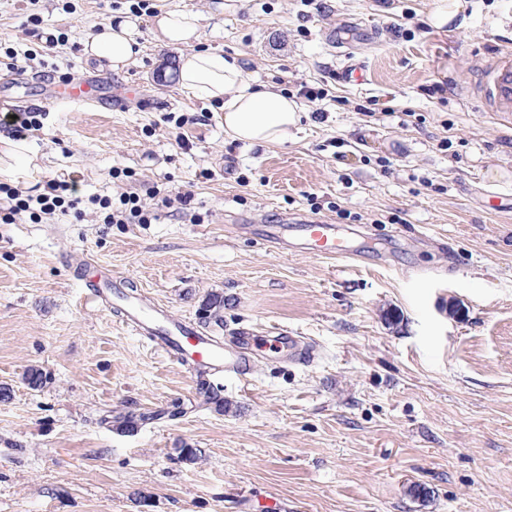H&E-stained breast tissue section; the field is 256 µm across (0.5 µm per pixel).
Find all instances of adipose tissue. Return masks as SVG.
<instances>
[{"label":"adipose tissue","instance_id":"1","mask_svg":"<svg viewBox=\"0 0 512 512\" xmlns=\"http://www.w3.org/2000/svg\"><path fill=\"white\" fill-rule=\"evenodd\" d=\"M155 38L165 46L182 48L180 85L193 96L222 104L224 131L250 144L282 143L300 119L301 106L270 86L252 85L237 57L200 48L201 24L197 13L166 10L155 18ZM138 45L135 26L123 21L107 24L84 41L86 57L107 61L112 69L126 67Z\"/></svg>","mask_w":512,"mask_h":512}]
</instances>
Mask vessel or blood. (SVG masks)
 I'll return each mask as SVG.
<instances>
[{"mask_svg":"<svg viewBox=\"0 0 512 512\" xmlns=\"http://www.w3.org/2000/svg\"><path fill=\"white\" fill-rule=\"evenodd\" d=\"M485 111L512 114V51L499 50L488 57L482 67L480 80L473 92ZM41 103L50 109L62 103L99 106L103 93L98 85L90 82H62L52 85L43 94ZM295 232L301 244L329 259H348L353 255L347 242L335 225L321 219L285 227L272 224L266 229L267 243L277 249L289 246L288 232ZM85 295L99 306H108L111 300L123 303L121 323L140 336L150 337L168 357L182 363L204 364L208 376L220 379L232 376L247 378L259 352L269 350L285 354L294 361L314 363L319 356L315 342L303 336L284 334L275 329L267 335H257L253 330L240 329L217 339L202 332L194 322L172 319L160 305L147 306L132 291L125 277L94 276L84 284Z\"/></svg>","mask_w":512,"mask_h":512,"instance_id":"b4317fda","label":"vessel or blood"}]
</instances>
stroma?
I'll return each mask as SVG.
<instances>
[{"label": "stroma", "instance_id": "stroma-1", "mask_svg": "<svg viewBox=\"0 0 512 512\" xmlns=\"http://www.w3.org/2000/svg\"><path fill=\"white\" fill-rule=\"evenodd\" d=\"M202 17L203 47L302 101L279 145L224 132L184 94L181 49L129 0H0V92L39 74L112 86L111 110L50 109L38 135L0 131V180L71 175L78 212L0 223V512H512V123L468 92L512 49V0H154ZM448 15L445 25L431 21ZM38 14L39 25L29 22ZM134 18L140 54L86 60L100 25ZM364 81L330 39L340 20ZM444 93L428 95L429 86ZM380 107L359 115L367 101ZM191 190L188 201L176 194ZM139 195L149 224H105L94 198ZM320 218L364 258L280 252L265 224ZM106 267L179 320L224 296V325L283 328L309 366L258 358L202 379L87 303L79 265ZM40 366L39 392L22 377ZM141 415L116 430L119 415ZM199 450L179 461L182 445Z\"/></svg>", "mask_w": 512, "mask_h": 512}]
</instances>
